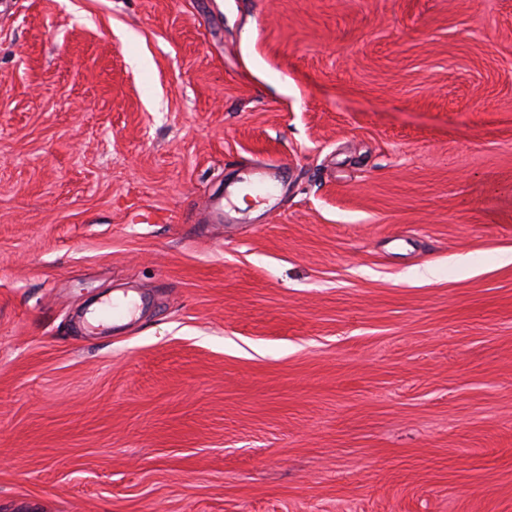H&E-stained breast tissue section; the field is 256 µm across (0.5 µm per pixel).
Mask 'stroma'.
<instances>
[{
    "instance_id": "35a3bbf8",
    "label": "stroma",
    "mask_w": 512,
    "mask_h": 512,
    "mask_svg": "<svg viewBox=\"0 0 512 512\" xmlns=\"http://www.w3.org/2000/svg\"><path fill=\"white\" fill-rule=\"evenodd\" d=\"M0 512H512V0H12ZM277 168L268 163L253 164L240 182L252 184L268 191L270 187L261 184H268L271 180H275Z\"/></svg>"
}]
</instances>
